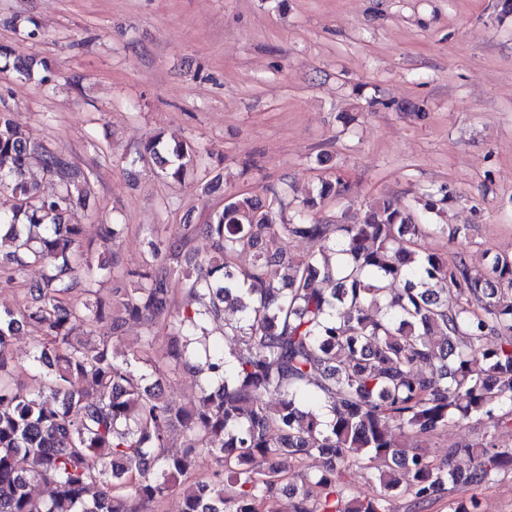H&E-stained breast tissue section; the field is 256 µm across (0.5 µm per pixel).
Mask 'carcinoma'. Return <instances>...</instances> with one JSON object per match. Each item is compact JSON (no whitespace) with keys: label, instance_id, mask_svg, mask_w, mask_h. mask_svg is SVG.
Segmentation results:
<instances>
[{"label":"carcinoma","instance_id":"cac0c4a2","mask_svg":"<svg viewBox=\"0 0 512 512\" xmlns=\"http://www.w3.org/2000/svg\"><path fill=\"white\" fill-rule=\"evenodd\" d=\"M138 159L151 160L177 183L198 165L187 144L147 138ZM56 189L25 180L31 162ZM13 204L0 211V278L12 284L39 266L28 301L0 309V512H156L179 495L180 512H270L283 489L294 512H393L409 494L432 503L456 487L471 491L454 512H481L477 491L503 469L512 449L484 440L448 449L470 468L436 464L416 439L451 425L512 423V257L497 256L474 274L462 253L454 261L414 249L421 225L387 198L369 205L361 224L310 218L328 198H343L339 177L303 199L298 217L273 223L271 206L238 195L204 224H184L149 242L151 262L115 271L86 257L83 225L88 174L70 158L33 141L0 113V192ZM453 194L429 195L439 214ZM209 237L215 255L199 263L187 293L198 307L172 311V275L184 247ZM303 239L317 251L270 253L268 237ZM252 253L250 266L233 260ZM134 279L115 299L95 297L101 278ZM243 316L224 322L230 297ZM130 319L169 330L164 350L151 333L142 349L118 357L112 340ZM213 324L235 342L229 355H205L201 369L219 379L188 406L163 397L162 380L191 365L193 347ZM38 328L30 360L41 384L18 385L23 364L13 339ZM496 339L493 347L487 340ZM279 397L268 407L266 394ZM185 434L170 445L172 432ZM414 439L404 442L406 435ZM318 455L305 476L317 498L298 489L280 459ZM355 468L376 469L369 494L347 492ZM52 486L32 493V483Z\"/></svg>","mask_w":512,"mask_h":512}]
</instances>
